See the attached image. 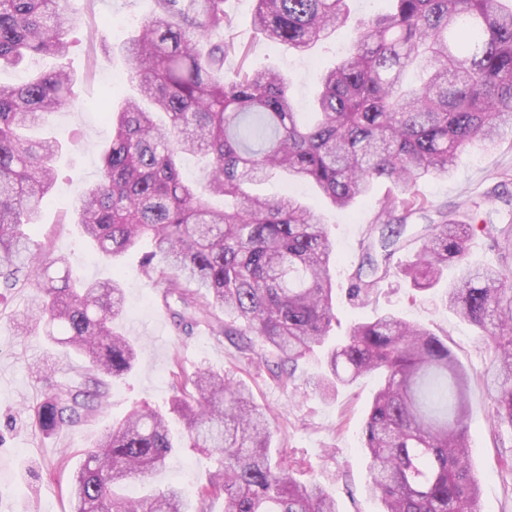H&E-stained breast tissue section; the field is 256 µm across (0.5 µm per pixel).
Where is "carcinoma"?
<instances>
[{"label":"carcinoma","instance_id":"obj_1","mask_svg":"<svg viewBox=\"0 0 512 512\" xmlns=\"http://www.w3.org/2000/svg\"><path fill=\"white\" fill-rule=\"evenodd\" d=\"M71 0H0V66L51 55L55 70L18 87L0 84V286L33 288L34 321L75 350L86 367L78 387H59L37 410L40 429L79 424L108 401L107 379L131 371L133 341L114 330L124 291L108 282L76 285L71 262L35 242L56 187L61 149L21 131L47 115L81 110L75 76L62 63L84 17ZM152 15L119 47L127 80L150 102L129 97L99 104L112 126L97 180L71 207L72 223L116 263L149 239L141 261L148 285L162 291L176 330L199 326L234 340L239 357L270 366L290 395L296 369L328 345L326 373L314 385L336 393L366 374L381 384L363 426L368 490L382 512H479V480L468 451L470 374L440 335L392 313L353 326L330 342L333 267L328 225L306 203L268 199L248 187L273 174L310 182L345 209L387 185L381 211L360 242L349 300L368 306L390 275L408 221L426 220L421 245L397 274L426 293L448 265L462 269L445 295L448 310L488 339L495 389L492 432L512 427V224H496L478 202L450 210L416 190L451 177L468 146H498L512 131V0H389L383 14L352 20L348 0H256L252 26L267 40L308 52L346 30L347 54L316 73L319 93L300 112L288 81L248 66L224 0H153ZM238 59L228 72L224 62ZM205 158L204 179L223 206H212L184 179L183 154ZM499 259L469 266L475 230ZM187 283L195 287L182 288ZM262 343L255 350L253 338ZM172 412L137 409L112 425L74 473L71 512H189L176 486L134 499L120 493L166 467L188 439L218 456L201 492L224 494V512H337L320 485L297 478L300 466L271 451L272 423L242 381L209 369L174 374Z\"/></svg>","mask_w":512,"mask_h":512}]
</instances>
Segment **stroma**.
<instances>
[{
  "instance_id": "obj_1",
  "label": "stroma",
  "mask_w": 512,
  "mask_h": 512,
  "mask_svg": "<svg viewBox=\"0 0 512 512\" xmlns=\"http://www.w3.org/2000/svg\"><path fill=\"white\" fill-rule=\"evenodd\" d=\"M86 21L95 29L98 42L89 43L83 33L70 34L68 67L77 75L74 91L83 101L81 111L62 110L49 118L52 136L63 150L56 162L59 191L54 204L44 209L35 241H51L55 253L68 256L75 276L87 282L111 278V263L93 253L76 225L70 224L72 189L93 184L102 162L109 129L96 104L110 93V78L125 68L121 54L108 55L104 46L114 49L134 34L139 22L148 17L153 0H73ZM255 0H224V9L233 22L236 38L252 47L248 63L256 69L273 68L289 80L298 105L310 102L315 91L314 74L333 54L325 46L301 55L287 45L257 35L251 25ZM512 170V135H504L495 150L471 146L463 154L454 175L428 179L419 192L436 205L464 198L481 199L496 183L497 173ZM255 194L279 197L301 196L320 213L328 225L334 254L333 306L336 320L333 333L347 335L351 327L389 312L424 325L431 330L445 329L449 350L472 377L469 450L479 479L482 512H512V429L492 434L488 407L492 396L487 381L489 363L486 338L467 321L449 312L439 295L447 282H440L437 295L424 298L404 281L393 277L383 283L376 306L353 305L346 297L348 277L361 258L360 240L373 216L382 208L385 186L353 208L338 209L321 201L308 186L288 183L276 177L256 186ZM140 254L121 260L118 268L125 292L124 312L117 324L123 333L140 343L134 368L110 383V398L104 407L85 422L53 431L39 429L36 409L57 387L76 386L82 381L81 357L65 348H50L44 335H19L17 324L31 306L33 292L28 288L0 289V512H69L71 476L85 451L128 411L148 405L169 411L173 397L172 381L176 368L193 372L208 367L229 372L249 387L255 403L270 411L276 423L273 447L303 466L301 478L323 484L336 500L339 512H380V501L367 490V470L362 428L373 396L379 387L377 375L359 378L325 397L309 384L324 371L325 348H314L300 361L296 396L278 388L260 361L240 359L222 336L202 328L192 334L179 333L172 325L161 295L147 286L140 272ZM218 465L208 453L191 446L179 448L165 470L146 482L127 486V494L175 485L183 489L190 506H197L198 494L208 487Z\"/></svg>"
}]
</instances>
